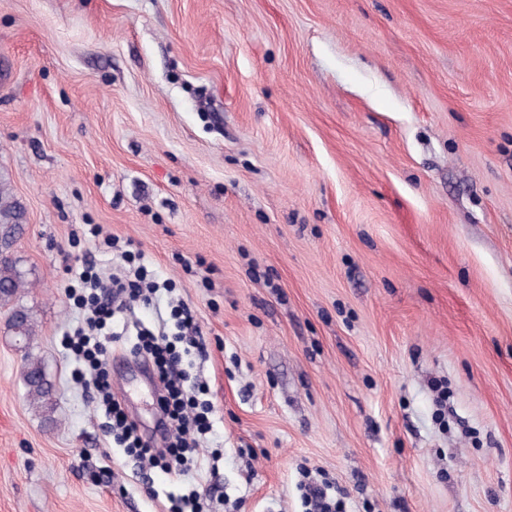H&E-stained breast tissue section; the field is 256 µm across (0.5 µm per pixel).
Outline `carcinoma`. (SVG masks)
<instances>
[{
    "label": "carcinoma",
    "mask_w": 512,
    "mask_h": 512,
    "mask_svg": "<svg viewBox=\"0 0 512 512\" xmlns=\"http://www.w3.org/2000/svg\"><path fill=\"white\" fill-rule=\"evenodd\" d=\"M27 220L26 207L13 197L7 183L0 177V306H11L9 329L18 340L24 341L23 381L31 402L46 412L51 421L55 409L52 384L48 380L42 361L34 356L30 344L35 336V324L30 310L15 305L18 292L25 287L23 273L17 260L8 254L13 242L23 233Z\"/></svg>",
    "instance_id": "obj_1"
}]
</instances>
